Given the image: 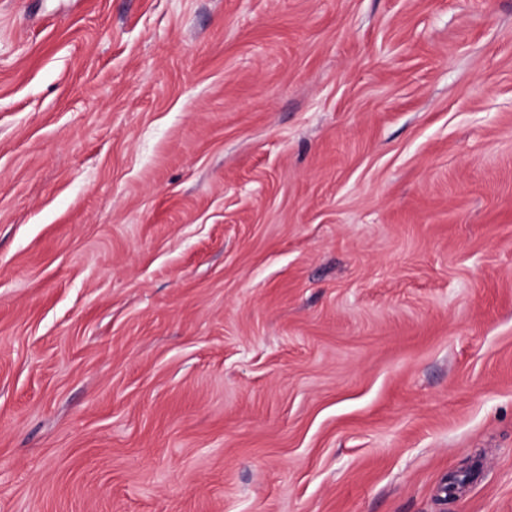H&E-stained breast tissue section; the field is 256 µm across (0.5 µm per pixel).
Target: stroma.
<instances>
[{
  "mask_svg": "<svg viewBox=\"0 0 512 512\" xmlns=\"http://www.w3.org/2000/svg\"><path fill=\"white\" fill-rule=\"evenodd\" d=\"M0 512H512V0H0Z\"/></svg>",
  "mask_w": 512,
  "mask_h": 512,
  "instance_id": "1",
  "label": "stroma"
}]
</instances>
